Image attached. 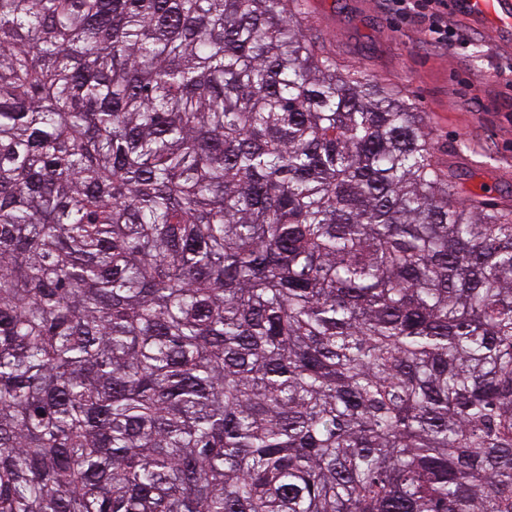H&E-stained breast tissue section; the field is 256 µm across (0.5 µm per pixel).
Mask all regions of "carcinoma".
Segmentation results:
<instances>
[{"instance_id":"obj_1","label":"carcinoma","mask_w":512,"mask_h":512,"mask_svg":"<svg viewBox=\"0 0 512 512\" xmlns=\"http://www.w3.org/2000/svg\"><path fill=\"white\" fill-rule=\"evenodd\" d=\"M306 0H0V512H512V211Z\"/></svg>"}]
</instances>
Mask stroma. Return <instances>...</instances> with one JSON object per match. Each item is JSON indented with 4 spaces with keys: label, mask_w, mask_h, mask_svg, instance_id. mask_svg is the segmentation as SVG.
<instances>
[{
    "label": "stroma",
    "mask_w": 512,
    "mask_h": 512,
    "mask_svg": "<svg viewBox=\"0 0 512 512\" xmlns=\"http://www.w3.org/2000/svg\"><path fill=\"white\" fill-rule=\"evenodd\" d=\"M308 16L338 68L368 70L416 104L463 198L512 210V29L452 12L459 40L438 44L390 0H308Z\"/></svg>",
    "instance_id": "1"
}]
</instances>
